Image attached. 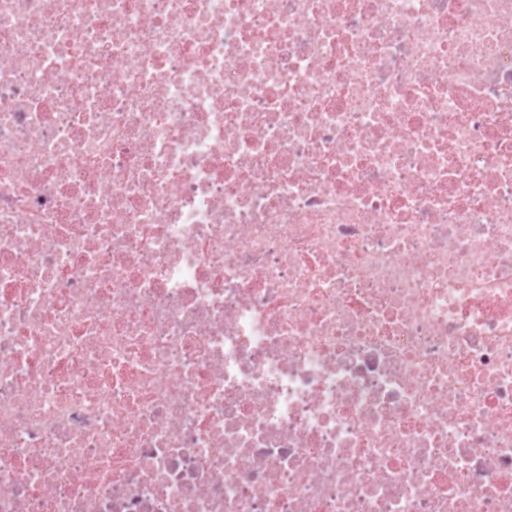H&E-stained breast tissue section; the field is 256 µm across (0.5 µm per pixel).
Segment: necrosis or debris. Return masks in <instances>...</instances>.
Instances as JSON below:
<instances>
[{
  "label": "necrosis or debris",
  "instance_id": "necrosis-or-debris-1",
  "mask_svg": "<svg viewBox=\"0 0 512 512\" xmlns=\"http://www.w3.org/2000/svg\"><path fill=\"white\" fill-rule=\"evenodd\" d=\"M0 512H512V0H0Z\"/></svg>",
  "mask_w": 512,
  "mask_h": 512
}]
</instances>
